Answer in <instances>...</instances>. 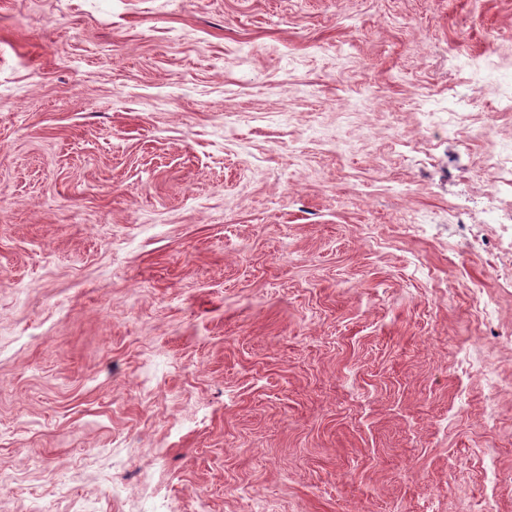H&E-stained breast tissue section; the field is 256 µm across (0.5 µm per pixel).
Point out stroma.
I'll use <instances>...</instances> for the list:
<instances>
[{"label":"stroma","instance_id":"1","mask_svg":"<svg viewBox=\"0 0 512 512\" xmlns=\"http://www.w3.org/2000/svg\"><path fill=\"white\" fill-rule=\"evenodd\" d=\"M460 49L512 0H0V512H512Z\"/></svg>","mask_w":512,"mask_h":512}]
</instances>
